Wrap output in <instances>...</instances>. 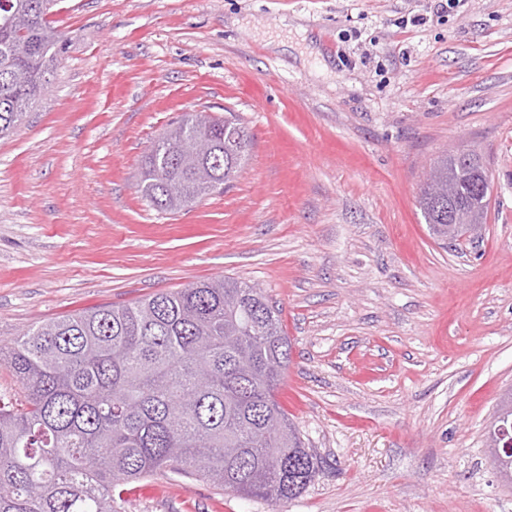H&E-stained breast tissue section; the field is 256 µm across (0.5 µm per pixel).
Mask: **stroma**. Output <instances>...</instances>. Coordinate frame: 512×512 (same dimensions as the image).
<instances>
[{
    "mask_svg": "<svg viewBox=\"0 0 512 512\" xmlns=\"http://www.w3.org/2000/svg\"><path fill=\"white\" fill-rule=\"evenodd\" d=\"M48 92L0 140V341L207 280L262 288L277 398L323 461L271 504L157 474L123 512H512L488 452L512 392V0H61ZM253 142L224 191L160 213L144 156L183 115ZM468 147L479 243L418 199Z\"/></svg>",
    "mask_w": 512,
    "mask_h": 512,
    "instance_id": "obj_1",
    "label": "stroma"
}]
</instances>
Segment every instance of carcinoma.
<instances>
[{
    "label": "carcinoma",
    "mask_w": 512,
    "mask_h": 512,
    "mask_svg": "<svg viewBox=\"0 0 512 512\" xmlns=\"http://www.w3.org/2000/svg\"><path fill=\"white\" fill-rule=\"evenodd\" d=\"M58 0H0V139L42 94L63 35L48 16ZM209 141L207 158L192 153ZM252 139L234 114H187L153 142L142 194L163 212L226 188ZM463 148L439 157L419 198L433 237L478 239L448 223V203L486 218L473 194L480 162ZM291 345L262 289L224 278L103 305L28 328L7 364L21 393L0 397V512H121L129 481L175 472L222 491L277 503L300 496L321 468L277 400ZM512 431V394L490 432Z\"/></svg>",
    "instance_id": "1"
}]
</instances>
